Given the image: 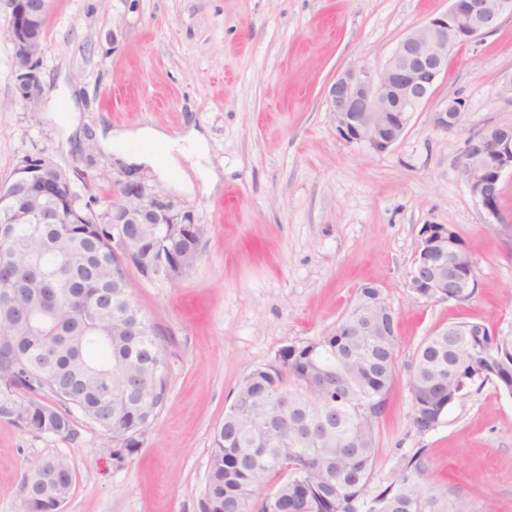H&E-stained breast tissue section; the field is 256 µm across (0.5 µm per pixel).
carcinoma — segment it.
I'll use <instances>...</instances> for the list:
<instances>
[{
  "label": "carcinoma",
  "instance_id": "carcinoma-1",
  "mask_svg": "<svg viewBox=\"0 0 512 512\" xmlns=\"http://www.w3.org/2000/svg\"><path fill=\"white\" fill-rule=\"evenodd\" d=\"M52 202L70 224H13L0 236V418L35 434L71 436L75 415L112 441L122 465L140 447L167 394L156 325L130 297L126 268L147 280L182 277L200 258L201 224L103 223L74 185ZM125 235L124 251L115 240ZM420 345L409 374L412 425L437 420L473 387L512 394V329L469 321ZM396 319L384 336H321L289 345L279 363L238 384L213 435L199 512H478L461 496L403 476L370 499L374 419L395 378ZM75 473L67 458L31 463L23 512H59Z\"/></svg>",
  "mask_w": 512,
  "mask_h": 512
}]
</instances>
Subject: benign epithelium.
<instances>
[{"label":"benign epithelium","instance_id":"benign-epithelium-1","mask_svg":"<svg viewBox=\"0 0 512 512\" xmlns=\"http://www.w3.org/2000/svg\"><path fill=\"white\" fill-rule=\"evenodd\" d=\"M8 33L22 97L35 86L34 70L43 53L45 24L53 0H9ZM512 15V0H449L448 9L426 18L394 47L384 67L347 69L336 76L328 90L327 105L336 130L348 142L365 143L385 152L405 135L412 115L433 95L438 78L448 67V50L494 30L499 20ZM465 112V101L449 99L431 114L434 130L456 131ZM461 174L472 195L494 221L502 222L493 205L504 176L512 175V126H494L468 139L461 157ZM47 189L29 194L23 206L9 211L8 224L42 221L48 187L55 175L39 169ZM121 203L112 207L114 224H193V211L165 191L144 182H126ZM478 261L459 249L446 224H425L415 251L406 287L424 298L457 300L476 286ZM455 293L448 294V289ZM354 314L336 322V335L358 336L365 330L380 335V323L393 313L379 287L364 285L353 304Z\"/></svg>","mask_w":512,"mask_h":512}]
</instances>
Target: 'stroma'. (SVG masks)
<instances>
[{
  "instance_id": "1",
  "label": "stroma",
  "mask_w": 512,
  "mask_h": 512,
  "mask_svg": "<svg viewBox=\"0 0 512 512\" xmlns=\"http://www.w3.org/2000/svg\"><path fill=\"white\" fill-rule=\"evenodd\" d=\"M448 0H53L35 88L22 97L0 0V183L26 156L51 157L96 221L118 183L141 181L189 205L206 227L201 257L174 282L129 269L135 299L166 339L168 390L138 451L118 467L98 427L34 435L0 419V512H22L30 462L66 457L75 485L61 512H198L215 427L240 381L287 345L335 326L358 288L376 284L397 320L395 380L375 420V494L420 456L425 482L512 512V396L486 384L436 427L411 424L410 365L452 322L512 326V177L491 223L459 169L466 140L512 125V16L454 47L432 98L386 152L336 132L326 98L337 74L383 67L398 41ZM466 111L452 134L432 112ZM206 136L214 189L162 179L103 151L100 127L152 126ZM426 224H450L479 263L465 302L406 288ZM465 105L460 97L448 99L445 106L432 112V128L444 134L456 131L461 125Z\"/></svg>"
}]
</instances>
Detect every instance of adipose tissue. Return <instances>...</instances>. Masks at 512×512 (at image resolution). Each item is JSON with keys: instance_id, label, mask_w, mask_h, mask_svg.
Returning <instances> with one entry per match:
<instances>
[{"instance_id": "1", "label": "adipose tissue", "mask_w": 512, "mask_h": 512, "mask_svg": "<svg viewBox=\"0 0 512 512\" xmlns=\"http://www.w3.org/2000/svg\"><path fill=\"white\" fill-rule=\"evenodd\" d=\"M127 141H137L149 148L163 147L165 158L158 166L161 178L172 175L179 168L181 160L186 159L196 162V172L206 187H214L220 179L217 171L200 165L205 156L206 139L198 130L192 129L183 136L173 138L163 131L145 126L135 130L109 131L101 136V144L107 149Z\"/></svg>"}]
</instances>
